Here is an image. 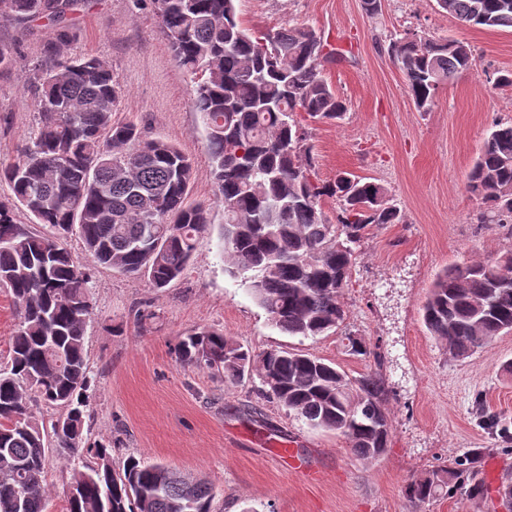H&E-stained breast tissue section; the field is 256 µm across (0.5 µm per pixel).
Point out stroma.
<instances>
[{
  "mask_svg": "<svg viewBox=\"0 0 512 512\" xmlns=\"http://www.w3.org/2000/svg\"><path fill=\"white\" fill-rule=\"evenodd\" d=\"M239 17L257 30L312 25L341 50L324 75L348 107L337 123L306 122L318 179L341 172L386 187L402 221L375 229L362 245L340 301L345 329L367 356H353L339 334L283 333L230 274L220 237L224 211L206 132L194 112L190 75L175 61L149 0H90L75 12L65 54L106 59L123 86L115 121H137L147 138L175 143L194 162L190 201L212 203V223L198 237L180 279L163 291L104 266L91 268L93 310L86 324L90 376L88 441L112 443L114 468L128 457L163 462L213 484L212 512H412L409 482L472 454L486 496L461 492L422 512H506L496 489L512 480V452L480 412L512 426V333L456 361L428 335L420 308L446 268L493 260L512 238L477 220L480 204L467 174L494 124L512 122V30L464 27L436 0H240ZM466 42L474 70L440 86L428 111L409 95L388 55L391 38L408 32ZM52 28L0 17V47L20 65L0 71V165L14 162L36 127L30 68L47 63ZM157 314L141 329L134 313ZM200 327L223 330L252 354L300 351L335 364L349 378L380 371L391 424L388 448L365 463L343 436L315 429L261 393L257 376L225 381L222 373L180 363L173 346ZM291 450L292 459L281 456Z\"/></svg>",
  "mask_w": 512,
  "mask_h": 512,
  "instance_id": "1",
  "label": "stroma"
}]
</instances>
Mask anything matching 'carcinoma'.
I'll return each mask as SVG.
<instances>
[{"instance_id":"obj_1","label":"carcinoma","mask_w":512,"mask_h":512,"mask_svg":"<svg viewBox=\"0 0 512 512\" xmlns=\"http://www.w3.org/2000/svg\"><path fill=\"white\" fill-rule=\"evenodd\" d=\"M87 0H0V16L56 32L51 63L34 68L37 134L0 168L12 191L0 201V287L19 323L0 366V512H45L46 460L70 464L67 512H212L213 486L162 463L128 458L112 466L111 445L84 448L89 388L85 327L92 311L89 268L68 248L79 234L88 258L160 291L180 278L210 205L189 201L193 161L175 145L117 122L122 86L101 57L65 56L69 15ZM239 0H152L176 62L192 76V103L206 132L221 239L229 272L249 282L256 302L290 336L339 333V297L373 228L398 224L399 207L381 184L341 172L315 174L298 113L338 122L347 106L323 75L339 53L308 25L257 32L239 19ZM464 26L512 29V0H437ZM388 53L416 107L425 112L442 85L476 67L462 41L394 39ZM484 209L481 224L512 237V123L486 136L466 182ZM336 202L331 220L324 202ZM50 228L17 222L15 210ZM427 333L456 360L512 331V248L472 259L434 280L422 306ZM177 359L224 370L232 382L255 371L262 392L313 427L334 431L362 461L378 459L390 434L380 373L352 379L321 358L271 349L253 355L214 328L180 338ZM60 410L48 434L31 396ZM91 460L81 459L82 453ZM457 490L484 495L473 459L462 456L406 488L423 504Z\"/></svg>"}]
</instances>
